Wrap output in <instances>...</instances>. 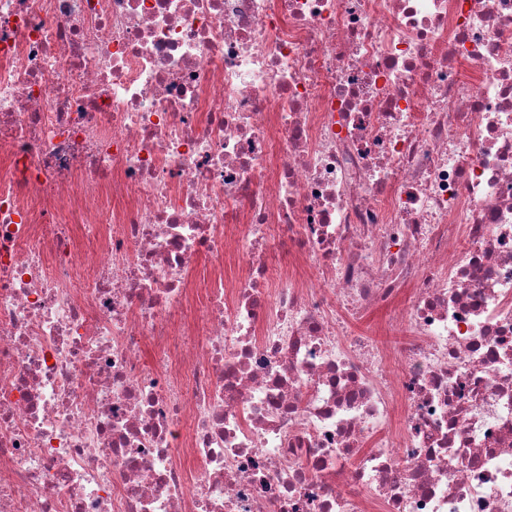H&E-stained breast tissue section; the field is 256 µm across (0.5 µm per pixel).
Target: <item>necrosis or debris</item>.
Masks as SVG:
<instances>
[{
  "instance_id": "4bbe7bcc",
  "label": "necrosis or debris",
  "mask_w": 512,
  "mask_h": 512,
  "mask_svg": "<svg viewBox=\"0 0 512 512\" xmlns=\"http://www.w3.org/2000/svg\"><path fill=\"white\" fill-rule=\"evenodd\" d=\"M0 512H512V0H0Z\"/></svg>"
}]
</instances>
